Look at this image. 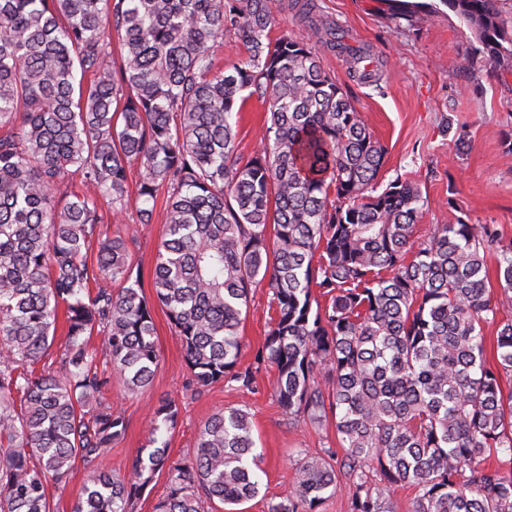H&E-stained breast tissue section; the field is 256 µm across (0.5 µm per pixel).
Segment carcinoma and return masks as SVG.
Instances as JSON below:
<instances>
[{
    "instance_id": "1",
    "label": "carcinoma",
    "mask_w": 512,
    "mask_h": 512,
    "mask_svg": "<svg viewBox=\"0 0 512 512\" xmlns=\"http://www.w3.org/2000/svg\"><path fill=\"white\" fill-rule=\"evenodd\" d=\"M444 2L475 51L511 71L512 0ZM287 7L316 42L271 39V0H0V512H59L48 486L80 469L72 512H136L160 474L154 512H235L259 493L239 407L212 414L192 457L174 460L178 407L162 399L128 473L109 466L127 430L104 398L110 373L141 392L159 365L134 238L99 231L128 209L134 164L138 223L166 193L153 291L189 384L253 393L269 367L288 418L334 424L342 474L329 446L299 459L268 512H323L343 490L346 512H396L398 484L415 490L411 512H512V245L496 224L460 220L414 246L421 191L401 177L381 186L385 148L315 43L363 79L370 50L340 40L315 0ZM231 33L248 55L226 73L212 47ZM253 95L267 124L245 159L236 116ZM75 172L79 190L58 198ZM260 287L275 317L242 367ZM166 491V478L163 475L156 477L150 483L141 495L137 504V512H153V507L157 500Z\"/></svg>"
}]
</instances>
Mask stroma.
<instances>
[{"instance_id": "35a3bbf8", "label": "stroma", "mask_w": 512, "mask_h": 512, "mask_svg": "<svg viewBox=\"0 0 512 512\" xmlns=\"http://www.w3.org/2000/svg\"><path fill=\"white\" fill-rule=\"evenodd\" d=\"M431 16L415 24L392 18L386 0H317L321 12L345 33L347 43L371 50L377 65L370 79L353 76L345 57L325 52L322 63L335 77L373 136L386 148L379 176L386 183L412 179L427 203L414 240L423 243L435 225L463 220L497 224L512 244V72L494 67L475 54L473 31L441 0H427ZM266 106L250 98L239 114L237 140L243 156L262 144ZM166 212L156 206L151 223L139 224L135 210L103 225L102 233L133 235L131 254L144 285H151L157 247ZM269 297L253 292L252 306L241 329L243 363L267 329ZM160 364L148 390L129 392L113 379L106 398L128 423L112 447L113 471H129L145 443L148 409L163 398L179 407L170 440L175 459L192 455L200 425L226 407H247L253 434L265 461L259 494L241 504V512H267L269 500L287 497L293 464L304 455L335 444L332 423L314 425L289 420L274 393V372L261 373L258 389L243 393L216 383L203 390L188 384L178 336L162 308L153 311Z\"/></svg>"}]
</instances>
